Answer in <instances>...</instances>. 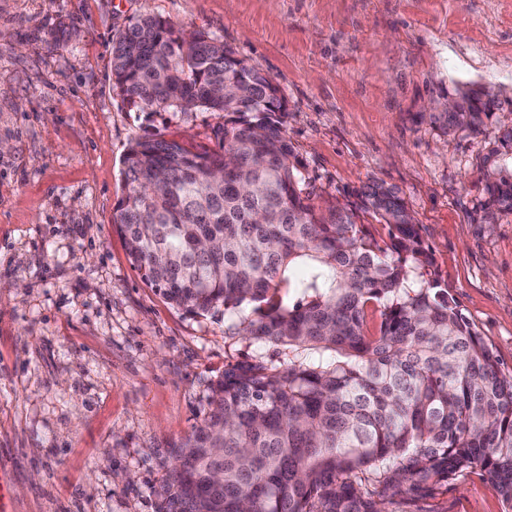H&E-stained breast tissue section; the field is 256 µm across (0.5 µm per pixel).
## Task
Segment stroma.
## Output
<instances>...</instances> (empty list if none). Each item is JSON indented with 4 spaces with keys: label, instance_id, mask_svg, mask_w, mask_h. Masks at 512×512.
<instances>
[{
    "label": "stroma",
    "instance_id": "obj_1",
    "mask_svg": "<svg viewBox=\"0 0 512 512\" xmlns=\"http://www.w3.org/2000/svg\"><path fill=\"white\" fill-rule=\"evenodd\" d=\"M157 14L267 76L315 201L400 190L443 285L512 371V216L481 220L480 135L413 116L457 84L512 96V0H0V473L13 512H159L171 446L228 365L223 313L143 283L112 215L144 130L210 146L209 112L146 115L112 90V39ZM405 512H506L479 471Z\"/></svg>",
    "mask_w": 512,
    "mask_h": 512
}]
</instances>
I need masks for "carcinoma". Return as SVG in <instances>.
<instances>
[{
  "label": "carcinoma",
  "mask_w": 512,
  "mask_h": 512,
  "mask_svg": "<svg viewBox=\"0 0 512 512\" xmlns=\"http://www.w3.org/2000/svg\"><path fill=\"white\" fill-rule=\"evenodd\" d=\"M177 35L130 18L112 89L137 112L216 114L214 147L131 138L114 224L147 286L192 316L224 309L231 335L275 355L212 385L161 512H395L475 469L512 512V374L442 286L399 190L370 181L315 204L272 82L203 30L185 51ZM453 98L416 121L478 134L512 106L468 83ZM479 173L484 223L512 216V126Z\"/></svg>",
  "instance_id": "cac0c4a2"
}]
</instances>
